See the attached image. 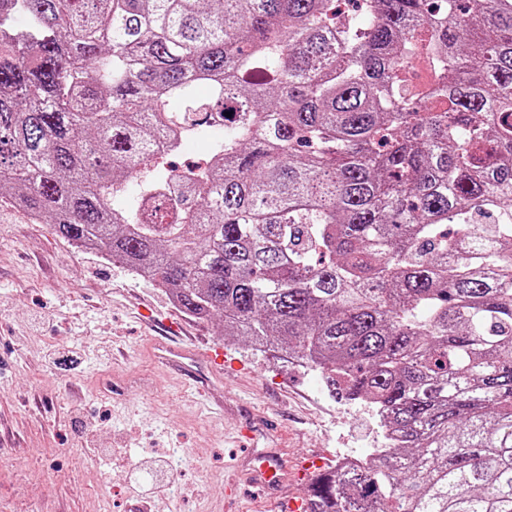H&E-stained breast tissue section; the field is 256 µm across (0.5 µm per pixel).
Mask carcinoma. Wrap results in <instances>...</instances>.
<instances>
[{"instance_id":"carcinoma-1","label":"carcinoma","mask_w":512,"mask_h":512,"mask_svg":"<svg viewBox=\"0 0 512 512\" xmlns=\"http://www.w3.org/2000/svg\"><path fill=\"white\" fill-rule=\"evenodd\" d=\"M345 2L0 0V201L371 405L309 512H512V0Z\"/></svg>"}]
</instances>
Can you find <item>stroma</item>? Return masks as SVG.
<instances>
[{"label": "stroma", "mask_w": 512, "mask_h": 512, "mask_svg": "<svg viewBox=\"0 0 512 512\" xmlns=\"http://www.w3.org/2000/svg\"><path fill=\"white\" fill-rule=\"evenodd\" d=\"M180 323L183 341L224 351V379L200 393L151 353L143 312ZM277 420L291 471L319 450L366 454L382 438L369 408L330 398L315 372L253 350L176 309L122 264L76 248L52 225L0 202V512H130L142 495L167 512H274L244 481L240 411Z\"/></svg>", "instance_id": "35a3bbf8"}]
</instances>
